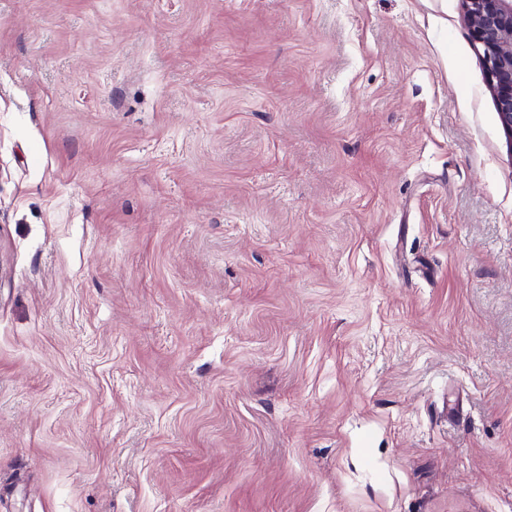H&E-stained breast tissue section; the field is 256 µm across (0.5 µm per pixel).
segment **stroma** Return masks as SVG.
I'll use <instances>...</instances> for the list:
<instances>
[{
	"instance_id": "1",
	"label": "stroma",
	"mask_w": 512,
	"mask_h": 512,
	"mask_svg": "<svg viewBox=\"0 0 512 512\" xmlns=\"http://www.w3.org/2000/svg\"><path fill=\"white\" fill-rule=\"evenodd\" d=\"M0 512H512L460 0H0Z\"/></svg>"
}]
</instances>
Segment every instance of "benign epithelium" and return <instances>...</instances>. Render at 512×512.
Returning <instances> with one entry per match:
<instances>
[{"mask_svg": "<svg viewBox=\"0 0 512 512\" xmlns=\"http://www.w3.org/2000/svg\"><path fill=\"white\" fill-rule=\"evenodd\" d=\"M482 61L500 123L512 139V0H461Z\"/></svg>", "mask_w": 512, "mask_h": 512, "instance_id": "benign-epithelium-1", "label": "benign epithelium"}]
</instances>
